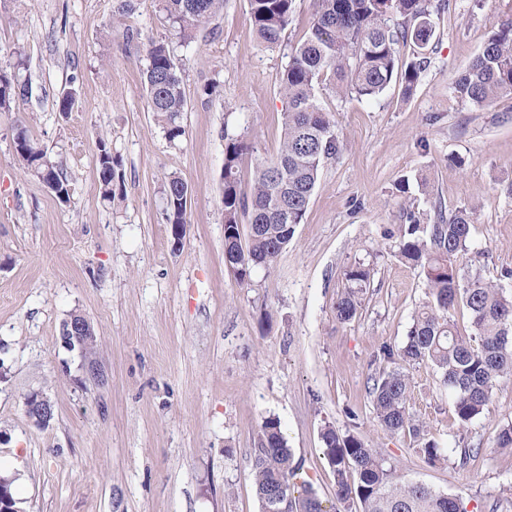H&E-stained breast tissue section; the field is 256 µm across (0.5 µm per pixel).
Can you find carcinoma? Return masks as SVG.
Returning <instances> with one entry per match:
<instances>
[{
	"label": "carcinoma",
	"mask_w": 512,
	"mask_h": 512,
	"mask_svg": "<svg viewBox=\"0 0 512 512\" xmlns=\"http://www.w3.org/2000/svg\"><path fill=\"white\" fill-rule=\"evenodd\" d=\"M250 20L260 43L278 46L288 25L293 0H248ZM223 5V0H162L164 22L181 43ZM444 3L433 0H313L312 20L279 76L286 100L278 152L260 162L251 191H242L240 157L252 145L239 138L224 144V262L242 282L256 268L271 271L303 221L324 159L336 153L329 113L318 103V89L344 98L375 99L394 81L411 94L421 71L420 59L403 63L398 45L411 42L425 48L435 34L432 15ZM145 71L148 103L171 142L185 129L181 117L187 101L182 77L169 45L152 43ZM457 96L485 107L502 95H512V19L496 22L483 49L453 82ZM29 82L0 70V109L28 98ZM16 158L54 193L68 192L59 165L47 158L18 120L13 135ZM101 193L112 199L118 159L108 142L98 141ZM188 184L171 175L164 186L169 224L187 223ZM401 229L398 257L421 268L425 300L418 306L404 343L384 345L380 359L391 369L372 377L368 388L373 413L382 429L409 434L416 452L429 466L448 461L445 449L428 437L423 422L411 411L410 368L428 363L452 396L454 414L465 427L488 406L497 383L512 377V294L463 272L458 259L468 250L473 211L459 208L449 218L438 215L423 224L407 214ZM370 268L347 270V286L336 299L335 318L355 319L370 286ZM463 303L474 334L462 336L448 311ZM323 455L335 475L334 496L324 500L311 485L297 486L301 469L276 418H266L251 449L252 475L260 512H466L458 495L437 491L409 477L400 463L386 458L353 434L326 425L320 432Z\"/></svg>",
	"instance_id": "obj_1"
}]
</instances>
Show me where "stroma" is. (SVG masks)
<instances>
[{
	"label": "stroma",
	"instance_id": "obj_1",
	"mask_svg": "<svg viewBox=\"0 0 512 512\" xmlns=\"http://www.w3.org/2000/svg\"><path fill=\"white\" fill-rule=\"evenodd\" d=\"M0 0V69L25 53L31 94L0 111V473L14 479L19 512H260L250 450L264 418L281 423L303 468L298 482L332 498L334 473L320 430L351 432L400 462L415 480L463 496L468 512H512V454L497 448L512 422L503 379L465 432L428 365L414 366L411 407L442 448L476 447L466 465L431 467L410 436L384 432L367 381L379 346H400L425 297L420 268L397 255L406 211L424 223L474 207L465 268L512 293V96L478 108L452 83L512 0H449L411 94L394 82L374 101L318 97L338 150L326 160L301 224L273 273L240 282L224 265V143L242 156V189L280 146L286 104L278 80L307 32L312 0H294L280 45L264 48L248 0L224 8L181 43L158 0ZM170 46L182 72L185 134L169 141L148 106L151 43ZM75 88L68 114L56 101ZM58 162L60 201L19 161L12 128ZM120 164L104 200L97 145ZM189 185L187 224L174 246L164 183ZM427 192L401 195L402 177ZM372 270L359 315L341 324L334 304L355 264ZM84 315L97 337L104 384L85 380L61 327ZM43 393L54 418L27 417ZM27 416L30 421L41 428L49 425L53 419V406L40 392H32L27 395Z\"/></svg>",
	"mask_w": 512,
	"mask_h": 512
}]
</instances>
